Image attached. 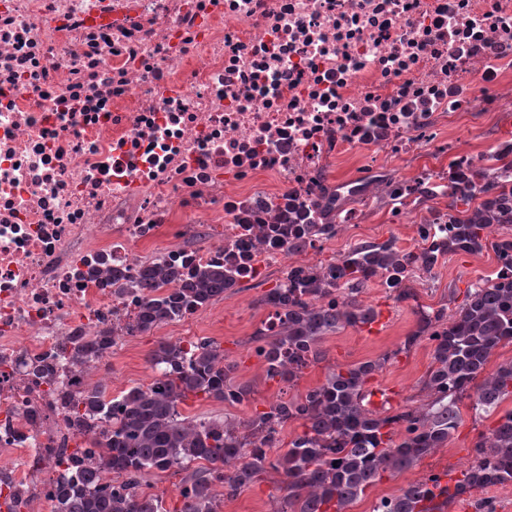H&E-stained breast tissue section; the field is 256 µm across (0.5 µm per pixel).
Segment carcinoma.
<instances>
[{"label": "carcinoma", "instance_id": "carcinoma-1", "mask_svg": "<svg viewBox=\"0 0 512 512\" xmlns=\"http://www.w3.org/2000/svg\"><path fill=\"white\" fill-rule=\"evenodd\" d=\"M491 164L461 172L448 188V236L434 238L418 252L393 239L361 242L327 265L328 274L293 280L268 291L259 304L274 307L270 323L253 337L255 353L265 363L266 377L290 388L303 368L320 359L326 336L347 326L371 323L376 310L359 295L380 274L402 276L396 300L416 297L411 286L418 272L430 273L458 252L480 253L489 247L498 263L512 268V237L494 241L497 226H512V147L489 156ZM321 204L312 214L293 203L273 205L291 224L293 248L336 223V190L323 187ZM121 294L130 288L147 292L137 315L135 332L143 333L178 321L206 307L237 286L233 271L222 265H201L186 275L164 258L136 277L107 276ZM340 292L334 303L319 300ZM113 332L102 329L73 348L72 359L84 363L108 350ZM427 339L433 360L422 382L430 401L373 411L368 408V378L392 357ZM512 343V279H481L470 285L465 302L452 314L446 309L419 312L417 328L403 347L380 360L336 366L319 386L291 399L279 397L248 419H189L178 406L191 398L224 401L231 393L243 402L250 389L234 382L236 364L210 338L191 349L162 342L150 364L163 368L162 378L136 386L119 398L107 399L103 385L84 390V414L106 427L86 439L77 463L88 475L61 483L53 491V512H159L161 500L140 490L141 475L155 469L182 475L178 512H219L221 498L247 489L267 468L284 475V508L295 512H348L365 490L419 463L442 447L456 430L458 404L472 401L477 415L496 412L512 396V362L485 373L496 349ZM290 421L303 431L287 445L279 434ZM123 477L120 486L105 479ZM512 483V411L481 436L475 457L454 485L431 474L386 499L388 512H445L463 490L470 492Z\"/></svg>", "mask_w": 512, "mask_h": 512}]
</instances>
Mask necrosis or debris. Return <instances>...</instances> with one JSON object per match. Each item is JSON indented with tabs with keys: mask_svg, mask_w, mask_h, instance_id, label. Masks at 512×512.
Instances as JSON below:
<instances>
[{
	"mask_svg": "<svg viewBox=\"0 0 512 512\" xmlns=\"http://www.w3.org/2000/svg\"><path fill=\"white\" fill-rule=\"evenodd\" d=\"M483 86H512V0H0V512L51 504L101 426L78 399L141 294L91 279L99 259L136 273L131 244L194 214L223 237L164 258L287 285L326 242L293 251L269 197L316 204L352 149L448 151L436 121ZM105 327L112 352L77 364Z\"/></svg>",
	"mask_w": 512,
	"mask_h": 512,
	"instance_id": "4bbe7bcc",
	"label": "necrosis or debris"
}]
</instances>
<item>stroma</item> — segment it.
Returning a JSON list of instances; mask_svg holds the SVG:
<instances>
[{"label":"stroma","mask_w":512,"mask_h":512,"mask_svg":"<svg viewBox=\"0 0 512 512\" xmlns=\"http://www.w3.org/2000/svg\"><path fill=\"white\" fill-rule=\"evenodd\" d=\"M435 137L440 142L480 154L493 150L502 141L512 139V95H503L497 110L486 113L481 126L473 128L463 121L449 126L444 124L436 130ZM380 160L393 175L403 180L448 165V157L442 153H423L415 157L384 153ZM445 205V200H434L432 207H418L406 220L400 221L391 215L385 194L373 193L360 218L337 236L334 243L326 245L317 258L328 263L356 243L383 242L392 237L398 239L400 246L411 247L415 225L428 217L430 208ZM497 266L495 254L489 249L479 254L461 252L449 256L432 273L421 274L413 284L416 299L403 302L396 301L392 292L370 285L359 299L385 311L388 315L386 325L376 334L364 327H348L327 336L321 344L322 357L304 369L294 388L295 393L319 385L328 370L335 366L372 361L391 352L395 355L394 360L370 377L368 389L394 391V403L398 406L426 403L422 381L432 363V345L424 339L409 352L401 350L406 336L416 329L419 310H436L443 306L455 309L462 304L469 286L494 274ZM274 285L271 278L240 285L203 308L196 320L171 322L130 337L114 360L112 379L107 385L109 395L116 396L131 387L147 384V360L159 342L180 343L192 336H209L220 343L228 359L236 363V383L251 389L248 401L230 411L240 420L249 417L254 409L277 398L281 389L280 384L267 378L264 364L254 354L252 340L268 312L258 300ZM461 416V423L447 443L416 467L393 477H384L367 488L349 512H370L376 499L396 494L400 488L432 473L446 472L459 477L474 458L480 434L492 429L499 419L495 413L475 418L466 406L462 407ZM282 481L280 472L267 470L238 497L224 500L223 512H278L282 506Z\"/></svg>","instance_id":"35a3bbf8"}]
</instances>
